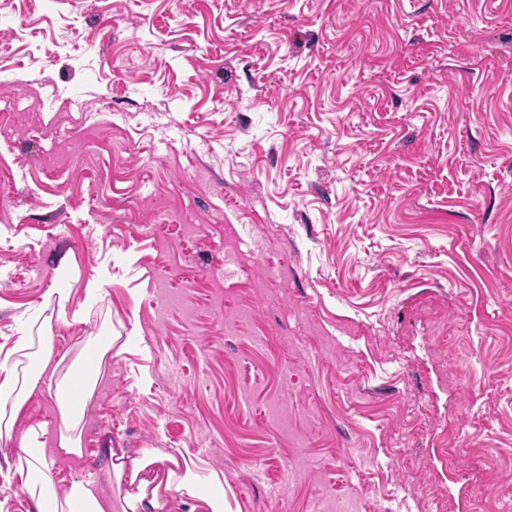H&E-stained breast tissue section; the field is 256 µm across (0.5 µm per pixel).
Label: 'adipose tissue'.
<instances>
[{
  "mask_svg": "<svg viewBox=\"0 0 512 512\" xmlns=\"http://www.w3.org/2000/svg\"><path fill=\"white\" fill-rule=\"evenodd\" d=\"M49 333L50 325L44 322L37 337L23 336L18 340V349L31 350L39 367L32 371L11 364L6 378L0 381V433L10 431L16 410L38 387L49 368ZM45 434V424L36 423L26 429L19 441L17 458L25 462L27 469L23 492L35 504L48 505V512H110L113 505L100 496L94 480L75 481L66 492H58L44 452ZM106 454L109 472L123 489L122 512H161L176 494L201 499L204 512H230L223 493L201 495L200 476L192 463L156 448L142 450L134 457L120 448L107 449Z\"/></svg>",
  "mask_w": 512,
  "mask_h": 512,
  "instance_id": "ef3b65f1",
  "label": "adipose tissue"
}]
</instances>
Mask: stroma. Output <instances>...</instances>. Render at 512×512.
<instances>
[{"label": "stroma", "instance_id": "1", "mask_svg": "<svg viewBox=\"0 0 512 512\" xmlns=\"http://www.w3.org/2000/svg\"><path fill=\"white\" fill-rule=\"evenodd\" d=\"M30 316L99 371L59 487L512 512V0H0V362ZM104 450L121 496L122 512H157L170 505L172 493L202 501L205 512H230L223 488L206 496L200 494V476L185 459L157 448L143 449L134 457L122 448Z\"/></svg>", "mask_w": 512, "mask_h": 512}]
</instances>
